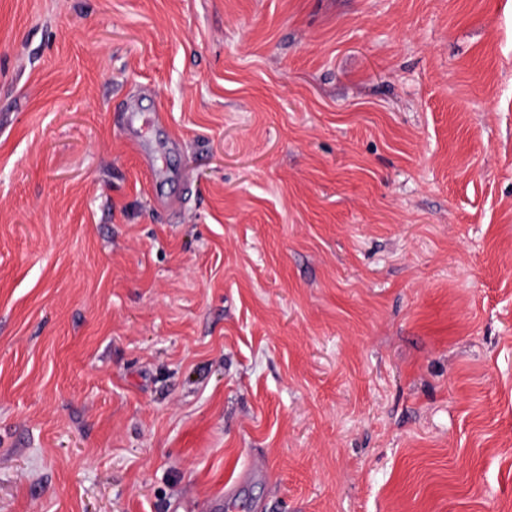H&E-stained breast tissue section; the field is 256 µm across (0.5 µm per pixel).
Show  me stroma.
Returning <instances> with one entry per match:
<instances>
[{"label":"stroma","mask_w":512,"mask_h":512,"mask_svg":"<svg viewBox=\"0 0 512 512\" xmlns=\"http://www.w3.org/2000/svg\"><path fill=\"white\" fill-rule=\"evenodd\" d=\"M229 493L512 512V0H0V512Z\"/></svg>","instance_id":"obj_1"}]
</instances>
